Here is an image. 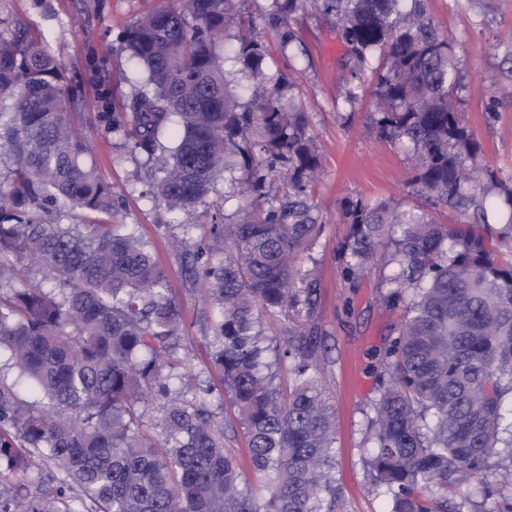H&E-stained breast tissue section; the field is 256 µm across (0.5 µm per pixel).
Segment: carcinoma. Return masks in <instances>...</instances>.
Returning <instances> with one entry per match:
<instances>
[{"mask_svg":"<svg viewBox=\"0 0 512 512\" xmlns=\"http://www.w3.org/2000/svg\"><path fill=\"white\" fill-rule=\"evenodd\" d=\"M231 2L179 0L134 21L124 47L145 81L124 111L99 115L153 158L169 210L191 211L222 170L267 201L211 225L203 244L190 224L172 236L213 313L218 387L190 367L181 305L89 161L60 62L35 28L0 38V360L17 374L0 376V512H341L308 328L317 279L301 262L322 228L310 203L320 158L279 84L238 108L215 51ZM399 2L318 0L336 15L352 78L386 57L372 91L377 138L408 144L412 183L462 215L439 224L386 201L343 203L345 277L394 267L383 301L403 310L366 465L386 512H512V185L477 163L454 46L427 0L406 12ZM266 55L247 25L237 58L261 77ZM492 192L509 210L503 224L486 222ZM24 264L37 282L21 279ZM281 317L278 343L265 323ZM215 396L245 435L246 466L224 447ZM488 474L497 483L475 508L466 491Z\"/></svg>","mask_w":512,"mask_h":512,"instance_id":"obj_1","label":"carcinoma"}]
</instances>
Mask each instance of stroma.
Listing matches in <instances>:
<instances>
[{
  "label": "stroma",
  "instance_id": "1",
  "mask_svg": "<svg viewBox=\"0 0 512 512\" xmlns=\"http://www.w3.org/2000/svg\"><path fill=\"white\" fill-rule=\"evenodd\" d=\"M176 0H0V36L9 37L15 23L38 29L65 67L67 90L74 97L81 129L91 147L92 162L124 201L125 223L138 225L164 270L167 286L182 305L189 334L190 363L208 372L203 344L213 322L198 297L199 287L187 277L181 261L168 248L169 224L176 218L153 197L150 164L132 152L122 128L102 131L100 90L91 78L89 61L109 58L112 93L125 100L137 89L143 70L123 49L127 28L140 15L175 5ZM435 26L455 44L462 86L460 108L466 112L478 159L500 181L512 183V96L505 92L504 73L512 68L501 44L512 36V0H428ZM233 11L250 20L267 44L265 69L270 80L291 78L308 119V133L316 142L323 176L313 193L322 226L321 235L303 264L311 268L319 290L310 324L325 352L322 386L334 416L336 456L332 474L345 494V512H383L371 477L363 465L365 428L371 404L379 394L381 360L393 336L399 310L380 301V269L345 279L339 249L348 226L342 203L348 197L384 200L402 208L431 213L441 224L457 219L445 205H433L412 184L409 149L377 138L370 119L373 110L371 77L349 76L348 48L336 16L305 0L289 22L297 40L283 47L275 40L273 0H235ZM238 28L229 25L218 53L239 106H248L260 86L235 59ZM246 200L237 173L217 174L210 193L188 217L196 235H204L213 221L237 222Z\"/></svg>",
  "mask_w": 512,
  "mask_h": 512
}]
</instances>
